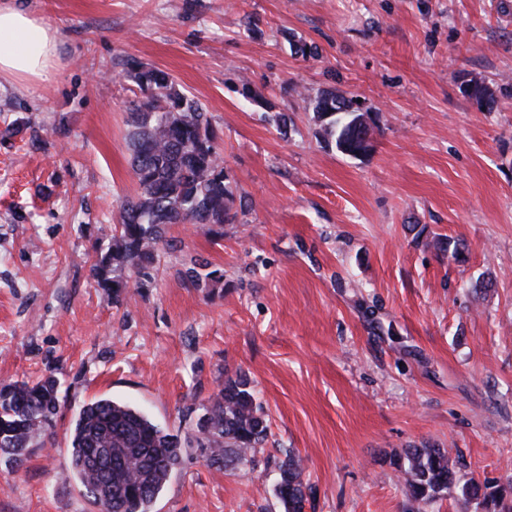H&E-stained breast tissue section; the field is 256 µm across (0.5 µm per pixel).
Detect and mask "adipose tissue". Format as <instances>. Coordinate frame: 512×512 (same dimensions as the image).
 <instances>
[{"mask_svg": "<svg viewBox=\"0 0 512 512\" xmlns=\"http://www.w3.org/2000/svg\"><path fill=\"white\" fill-rule=\"evenodd\" d=\"M57 34L20 0H0V79L44 82L55 75Z\"/></svg>", "mask_w": 512, "mask_h": 512, "instance_id": "obj_1", "label": "adipose tissue"}]
</instances>
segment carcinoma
<instances>
[{"instance_id":"cac0c4a2","label":"carcinoma","mask_w":512,"mask_h":512,"mask_svg":"<svg viewBox=\"0 0 512 512\" xmlns=\"http://www.w3.org/2000/svg\"><path fill=\"white\" fill-rule=\"evenodd\" d=\"M130 79L143 98L134 103L129 134L134 197L121 204L106 248L91 267L97 286L109 297L130 287L115 278L116 268H141L155 261L167 224L222 226L235 221L236 194L224 157L199 100L179 90L165 72L136 63ZM468 97L492 108L495 92L483 81L469 80ZM346 96L323 92L316 97L315 118L336 149L350 157L369 153L351 125L367 112H338ZM61 409L59 383L52 375L0 385V460L20 469L32 441L56 423ZM196 447L218 469L252 462L249 452L265 441L269 419L243 375L229 377L196 423ZM181 440L155 424L141 409L109 398L82 407L71 438L68 468L98 512H151L152 504L183 463ZM393 464L403 475L406 493L422 507L448 495L457 483L449 451L424 445L408 448ZM506 489L471 480L461 487L466 500L482 499L492 512H512ZM276 496L282 512H305L307 494L301 460L288 454L278 466Z\"/></svg>"}]
</instances>
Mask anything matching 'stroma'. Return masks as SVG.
Segmentation results:
<instances>
[{
  "label": "stroma",
  "mask_w": 512,
  "mask_h": 512,
  "mask_svg": "<svg viewBox=\"0 0 512 512\" xmlns=\"http://www.w3.org/2000/svg\"><path fill=\"white\" fill-rule=\"evenodd\" d=\"M22 2L59 43L53 81L0 82V384L55 373L62 409L0 465V512H97L67 466L85 403L184 440L239 374L270 420L255 466L185 449L152 512H279L289 452L310 512H410L390 460L425 444L460 482L512 483V0ZM131 61L204 105L243 209L166 225L112 300L91 267L136 189ZM322 91L378 112L368 155L322 137Z\"/></svg>",
  "instance_id": "1"
}]
</instances>
